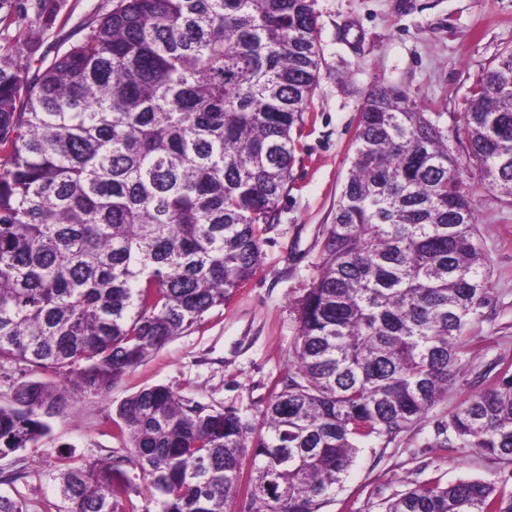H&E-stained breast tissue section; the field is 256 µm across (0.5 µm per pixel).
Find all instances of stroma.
Returning a JSON list of instances; mask_svg holds the SVG:
<instances>
[{
    "mask_svg": "<svg viewBox=\"0 0 512 512\" xmlns=\"http://www.w3.org/2000/svg\"><path fill=\"white\" fill-rule=\"evenodd\" d=\"M312 6L322 49L319 85L256 273L198 325L127 372L107 397L72 401L36 445L0 457V472L18 476L0 484V494L19 501L23 512H61L47 480L61 453L87 465L124 455L112 418L125 397L143 388L163 384L207 408H232L259 421L295 360L296 302L318 273L364 94L375 85L400 86L450 127L482 70L512 49V0H312ZM111 7V0H63L38 54L76 41L85 24ZM448 144L488 260L489 303L464 330L471 352L456 363L445 399L390 443H365L321 512H383L387 499L428 480L512 478V463L481 449L435 445L451 413L489 386L487 371L512 370V202L488 187L464 139L452 136Z\"/></svg>",
    "mask_w": 512,
    "mask_h": 512,
    "instance_id": "stroma-1",
    "label": "stroma"
}]
</instances>
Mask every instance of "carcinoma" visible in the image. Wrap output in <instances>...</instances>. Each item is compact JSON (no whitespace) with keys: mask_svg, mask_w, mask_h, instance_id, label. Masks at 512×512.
Returning a JSON list of instances; mask_svg holds the SVG:
<instances>
[{"mask_svg":"<svg viewBox=\"0 0 512 512\" xmlns=\"http://www.w3.org/2000/svg\"><path fill=\"white\" fill-rule=\"evenodd\" d=\"M57 0H0V456L37 443L82 394L201 321L253 275L287 192L294 130L320 75L311 0H118L32 60L9 35ZM483 180L512 198V49L454 116ZM486 258L448 130L397 86L363 97L319 273L297 303L296 365L259 424L158 384L112 425L127 454L59 458L65 512H320L361 444L391 442L448 392ZM439 448L512 463V373L455 411ZM383 512H512V489L427 481ZM30 378L29 373L23 371V366L15 363L1 362L0 404L10 403L17 385Z\"/></svg>","mask_w":512,"mask_h":512,"instance_id":"1","label":"carcinoma"}]
</instances>
